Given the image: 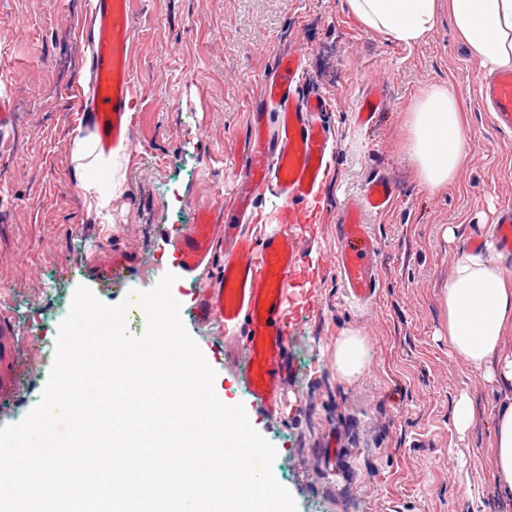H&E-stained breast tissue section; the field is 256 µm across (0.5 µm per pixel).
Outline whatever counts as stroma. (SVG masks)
Masks as SVG:
<instances>
[{"mask_svg":"<svg viewBox=\"0 0 512 512\" xmlns=\"http://www.w3.org/2000/svg\"><path fill=\"white\" fill-rule=\"evenodd\" d=\"M89 22V0H0V85L16 112L0 148V310L20 343L17 385L0 395V426L37 404L77 285L114 305L167 273L176 276L172 294L189 334L217 372V396L247 403L224 365L223 329L197 319L213 273L180 275L172 238L240 173L238 147L260 82L280 53L296 49L306 56L303 88L329 99L334 172L318 231L302 240L318 274L290 345L288 408L251 416L277 450L274 476L297 512H512L493 478L499 395L452 353L441 309L467 239L486 236L498 209L512 205V138L480 105L475 91L486 73L447 14L425 42L406 46L365 30L344 0H135L139 102L128 150L112 155L117 188L104 212L80 188L72 158L81 134L74 90L89 78L80 31ZM441 84L460 95L471 148L455 181L432 193L404 148L406 117L424 89ZM373 88L382 105L357 125L360 97ZM379 172L395 193L387 212L369 218L381 288L357 306L333 266L334 224L346 199ZM116 248L131 262L119 284L92 268ZM347 330L368 340V370L352 383L334 364ZM463 396L474 420L461 432L452 413Z\"/></svg>","mask_w":512,"mask_h":512,"instance_id":"35a3bbf8","label":"stroma"}]
</instances>
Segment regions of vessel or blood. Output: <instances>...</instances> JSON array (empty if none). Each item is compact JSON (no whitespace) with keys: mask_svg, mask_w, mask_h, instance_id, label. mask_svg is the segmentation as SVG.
<instances>
[{"mask_svg":"<svg viewBox=\"0 0 512 512\" xmlns=\"http://www.w3.org/2000/svg\"><path fill=\"white\" fill-rule=\"evenodd\" d=\"M133 4L92 0L93 22L82 33L90 47L91 81L79 95L80 124L106 154L127 146L131 134ZM304 64L297 50L278 56L248 114L239 148L241 173L225 198L199 204L196 223L173 240L184 274L216 266L211 290L198 298V319L224 328V356L238 369L237 383L252 408L269 416L279 414L285 401L296 309L313 299V275L303 264L296 232L313 223L333 165V144L316 120L328 100L319 91H298ZM476 95L491 109L495 128L512 134V70L496 72L478 85ZM268 194L278 201L269 224L259 210ZM393 196L390 180L375 176L337 216L336 273L346 296L359 304L370 303L380 287V242L365 215L385 211ZM493 237L501 261L512 263L511 207L499 210ZM18 347L10 317L0 312V360L15 359Z\"/></svg>","mask_w":512,"mask_h":512,"instance_id":"obj_1","label":"vessel or blood"}]
</instances>
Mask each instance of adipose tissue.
<instances>
[{
	"label": "adipose tissue",
	"mask_w": 512,
	"mask_h": 512,
	"mask_svg": "<svg viewBox=\"0 0 512 512\" xmlns=\"http://www.w3.org/2000/svg\"><path fill=\"white\" fill-rule=\"evenodd\" d=\"M349 12L367 30L413 45L434 30L440 12L470 56L494 72L512 68V0H346ZM407 122V151L416 162L418 179L431 192L453 182L469 155L468 124L452 87L432 86L418 97ZM73 160L82 190L98 209L112 201L111 187L92 174L112 167L111 157L98 152L91 138L73 142ZM448 327V344L470 368L486 371L502 392L494 416V479L498 492L512 498V350L503 346L512 337V278L501 266L478 253L460 255L441 296ZM368 341L358 332H345L336 342V372L352 381L367 369Z\"/></svg>",
	"instance_id": "obj_1"
}]
</instances>
